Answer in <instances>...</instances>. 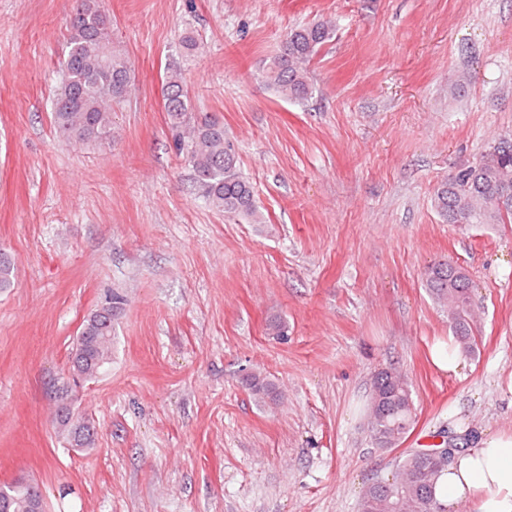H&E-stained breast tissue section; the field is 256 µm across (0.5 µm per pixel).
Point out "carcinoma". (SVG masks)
Here are the masks:
<instances>
[{"label": "carcinoma", "instance_id": "1", "mask_svg": "<svg viewBox=\"0 0 512 512\" xmlns=\"http://www.w3.org/2000/svg\"><path fill=\"white\" fill-rule=\"evenodd\" d=\"M68 52L63 78L53 101L57 131L78 145L112 137L113 106L130 92V64L112 40V20L102 0H77L68 21ZM331 20L291 27L281 51L263 69L262 78L282 98L303 100L312 94L308 64L333 35ZM176 153L193 169L196 183L209 203L250 224L263 222L252 183L238 169L234 145L224 137V125L194 113L181 74L169 72L162 82ZM496 140L479 158L461 164L434 191V207L447 224H505L512 222V151ZM14 260L0 248V290L12 285ZM433 299L448 309V325L462 347L474 351L470 278L459 268L438 261L423 272ZM118 296L91 312L79 335L87 337L88 358L71 366L73 375L90 380L112 359V312ZM368 432L378 448H395L415 424L416 407L408 378L394 369L377 372L367 410ZM443 467L430 450L406 454L388 488L375 483L362 491L358 512H443L433 488ZM30 486L0 485V512H23Z\"/></svg>", "mask_w": 512, "mask_h": 512}]
</instances>
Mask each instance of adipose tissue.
Returning <instances> with one entry per match:
<instances>
[{
  "label": "adipose tissue",
  "instance_id": "adipose-tissue-1",
  "mask_svg": "<svg viewBox=\"0 0 512 512\" xmlns=\"http://www.w3.org/2000/svg\"><path fill=\"white\" fill-rule=\"evenodd\" d=\"M447 512H512V429L487 431L457 453L435 485Z\"/></svg>",
  "mask_w": 512,
  "mask_h": 512
}]
</instances>
